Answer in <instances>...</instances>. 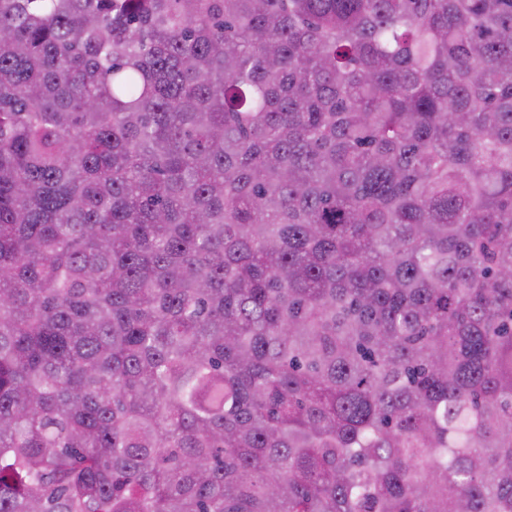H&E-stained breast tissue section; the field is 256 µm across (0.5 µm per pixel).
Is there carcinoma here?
I'll use <instances>...</instances> for the list:
<instances>
[{
    "instance_id": "1",
    "label": "carcinoma",
    "mask_w": 512,
    "mask_h": 512,
    "mask_svg": "<svg viewBox=\"0 0 512 512\" xmlns=\"http://www.w3.org/2000/svg\"><path fill=\"white\" fill-rule=\"evenodd\" d=\"M0 512H512V0H0Z\"/></svg>"
}]
</instances>
